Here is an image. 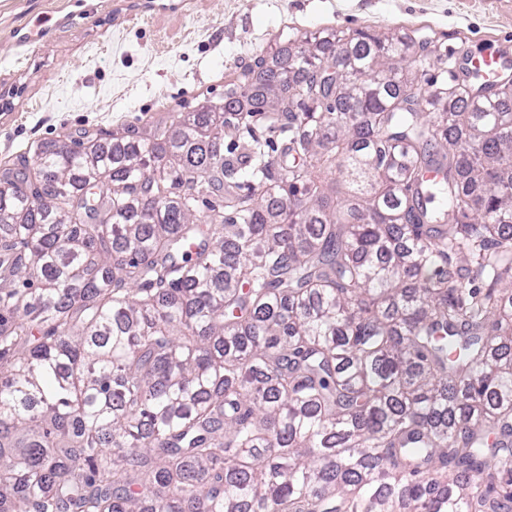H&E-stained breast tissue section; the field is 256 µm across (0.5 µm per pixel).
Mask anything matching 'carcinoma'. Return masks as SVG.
I'll use <instances>...</instances> for the list:
<instances>
[{"instance_id":"carcinoma-1","label":"carcinoma","mask_w":512,"mask_h":512,"mask_svg":"<svg viewBox=\"0 0 512 512\" xmlns=\"http://www.w3.org/2000/svg\"><path fill=\"white\" fill-rule=\"evenodd\" d=\"M437 52L304 35L0 169V512H512V83Z\"/></svg>"}]
</instances>
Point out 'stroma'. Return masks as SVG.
<instances>
[{
    "label": "stroma",
    "instance_id": "1",
    "mask_svg": "<svg viewBox=\"0 0 512 512\" xmlns=\"http://www.w3.org/2000/svg\"><path fill=\"white\" fill-rule=\"evenodd\" d=\"M347 28L438 41L430 77L480 85L472 59L498 51L512 78V0H0V166L88 129L168 121L294 34Z\"/></svg>",
    "mask_w": 512,
    "mask_h": 512
}]
</instances>
